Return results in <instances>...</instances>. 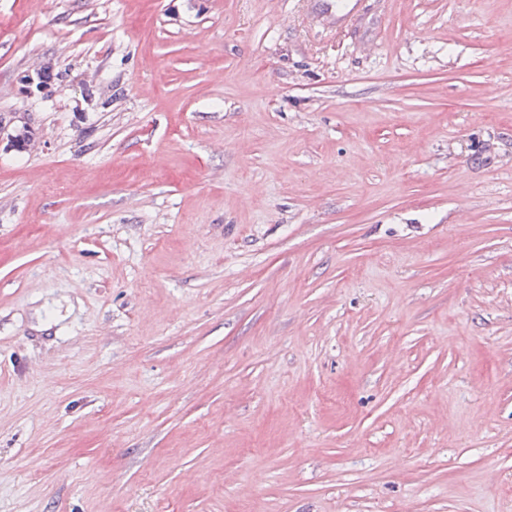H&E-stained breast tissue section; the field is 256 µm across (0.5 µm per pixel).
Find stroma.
<instances>
[{
  "label": "stroma",
  "instance_id": "stroma-1",
  "mask_svg": "<svg viewBox=\"0 0 512 512\" xmlns=\"http://www.w3.org/2000/svg\"><path fill=\"white\" fill-rule=\"evenodd\" d=\"M364 2L0 0V512H512V0Z\"/></svg>",
  "mask_w": 512,
  "mask_h": 512
}]
</instances>
